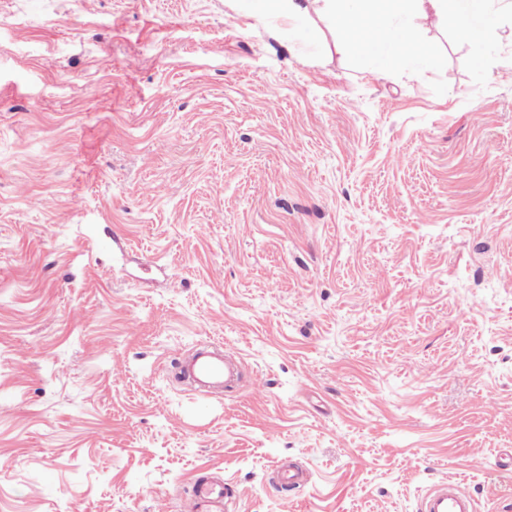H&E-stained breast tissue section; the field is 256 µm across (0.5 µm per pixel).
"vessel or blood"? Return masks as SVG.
I'll use <instances>...</instances> for the list:
<instances>
[{
  "label": "vessel or blood",
  "instance_id": "b4317fda",
  "mask_svg": "<svg viewBox=\"0 0 512 512\" xmlns=\"http://www.w3.org/2000/svg\"><path fill=\"white\" fill-rule=\"evenodd\" d=\"M182 379L191 391L200 395L229 391L237 380V361L226 351L203 344L185 361ZM232 495L228 484L201 477L196 480L185 509L186 512H226ZM419 512H477V504L456 479L448 477L426 490Z\"/></svg>",
  "mask_w": 512,
  "mask_h": 512
}]
</instances>
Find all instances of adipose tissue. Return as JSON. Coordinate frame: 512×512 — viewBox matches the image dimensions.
<instances>
[{
    "label": "adipose tissue",
    "mask_w": 512,
    "mask_h": 512,
    "mask_svg": "<svg viewBox=\"0 0 512 512\" xmlns=\"http://www.w3.org/2000/svg\"><path fill=\"white\" fill-rule=\"evenodd\" d=\"M493 0H226L263 25L294 32L319 14L339 38L340 47L352 58L378 61L380 73L393 72L405 52L431 53L417 30L423 21L436 17L465 40L483 36L491 23Z\"/></svg>",
    "instance_id": "ef3b65f1"
}]
</instances>
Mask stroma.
Instances as JSON below:
<instances>
[{"label":"stroma","mask_w":512,"mask_h":512,"mask_svg":"<svg viewBox=\"0 0 512 512\" xmlns=\"http://www.w3.org/2000/svg\"><path fill=\"white\" fill-rule=\"evenodd\" d=\"M224 0H0V512H512V15L380 79ZM201 341L259 387L180 380ZM308 490L273 483L280 459ZM232 488L224 482L218 483L199 477L192 494L184 506L187 512H223L228 510ZM419 512H477L475 499L452 478H442L421 497Z\"/></svg>","instance_id":"1"}]
</instances>
